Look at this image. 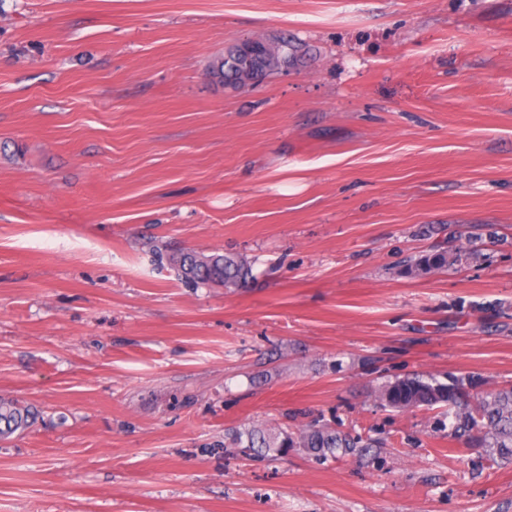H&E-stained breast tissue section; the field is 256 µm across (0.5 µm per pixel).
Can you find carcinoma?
<instances>
[{
	"label": "carcinoma",
	"instance_id": "1",
	"mask_svg": "<svg viewBox=\"0 0 512 512\" xmlns=\"http://www.w3.org/2000/svg\"><path fill=\"white\" fill-rule=\"evenodd\" d=\"M301 52V44L286 38L277 43L276 53L268 54L257 42L245 43L232 52L216 56L209 64L213 78L242 82L263 76L280 63L288 64ZM169 265L183 281L196 285L221 286L227 290L244 287L252 278V266L234 252L206 253L184 249L166 256ZM459 261L458 253L435 250L407 264L404 274L416 278L444 270ZM468 385L463 378L445 382L434 375L410 374L387 380L376 390L384 407L398 411L448 408V433L464 440L468 448H479L494 463L512 462V388L483 392L476 404L465 403ZM35 412L14 399L0 398V439L21 435L36 422ZM233 442L244 450L266 448L284 452L303 448L318 457L346 456L358 448H374L380 441L361 435L345 434L329 423L311 422L295 431L284 429H246L235 434Z\"/></svg>",
	"mask_w": 512,
	"mask_h": 512
}]
</instances>
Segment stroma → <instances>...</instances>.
Segmentation results:
<instances>
[{
    "label": "stroma",
    "mask_w": 512,
    "mask_h": 512,
    "mask_svg": "<svg viewBox=\"0 0 512 512\" xmlns=\"http://www.w3.org/2000/svg\"><path fill=\"white\" fill-rule=\"evenodd\" d=\"M408 373L512 387V0H0V397L39 412L0 512H512V463L376 402ZM320 418L385 445L232 446ZM276 53L267 54L265 47L257 42L245 43L223 56H216L209 64L213 78L224 82L231 80L241 83L266 75L281 62L288 64L301 52V44L283 38L277 43ZM166 260L180 279L196 285L234 290L244 287L253 277L250 262L234 252L184 249L166 256ZM458 252L450 253L448 250L439 249L407 264L404 274L407 277L416 278L435 271L447 269L459 261Z\"/></svg>",
    "instance_id": "stroma-1"
}]
</instances>
